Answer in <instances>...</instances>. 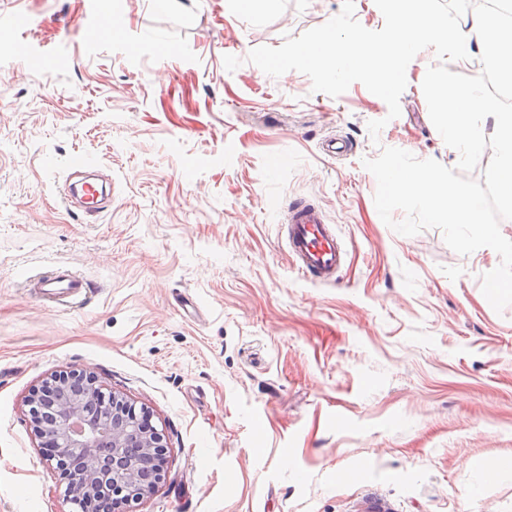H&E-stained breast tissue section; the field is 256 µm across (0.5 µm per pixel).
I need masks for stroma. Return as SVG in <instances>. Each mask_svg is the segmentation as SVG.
<instances>
[{"mask_svg": "<svg viewBox=\"0 0 512 512\" xmlns=\"http://www.w3.org/2000/svg\"><path fill=\"white\" fill-rule=\"evenodd\" d=\"M341 8L0 0V512H71L26 400L73 369L164 437L129 512H512V305L481 288L500 258L394 232L363 165L395 147L457 166L421 88L434 50L392 120L361 83L333 98L247 60ZM331 138L351 151L322 154ZM74 154L112 183L92 218L59 198ZM300 200L346 246L336 282L288 255ZM54 264L90 282L82 302L31 293Z\"/></svg>", "mask_w": 512, "mask_h": 512, "instance_id": "1", "label": "stroma"}]
</instances>
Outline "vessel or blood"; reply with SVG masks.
<instances>
[{
  "mask_svg": "<svg viewBox=\"0 0 512 512\" xmlns=\"http://www.w3.org/2000/svg\"><path fill=\"white\" fill-rule=\"evenodd\" d=\"M288 253L297 269L312 278L330 283L337 279L347 261V252L322 210L306 201L288 209ZM48 301L69 303L86 295L87 283L64 268L45 273L30 283Z\"/></svg>",
  "mask_w": 512,
  "mask_h": 512,
  "instance_id": "1",
  "label": "vessel or blood"
}]
</instances>
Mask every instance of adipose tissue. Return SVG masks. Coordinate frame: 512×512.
Wrapping results in <instances>:
<instances>
[{
	"mask_svg": "<svg viewBox=\"0 0 512 512\" xmlns=\"http://www.w3.org/2000/svg\"><path fill=\"white\" fill-rule=\"evenodd\" d=\"M413 9L410 19L402 28L401 42L418 38L430 41H445L453 44L461 56H469L478 50L492 56L503 72L512 79V27L496 23L488 15H477L467 19L458 28H449L438 23L431 14L428 0H411Z\"/></svg>",
	"mask_w": 512,
	"mask_h": 512,
	"instance_id": "obj_1",
	"label": "adipose tissue"
}]
</instances>
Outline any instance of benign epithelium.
<instances>
[{
    "label": "benign epithelium",
    "mask_w": 512,
    "mask_h": 512,
    "mask_svg": "<svg viewBox=\"0 0 512 512\" xmlns=\"http://www.w3.org/2000/svg\"><path fill=\"white\" fill-rule=\"evenodd\" d=\"M35 434L47 460L65 475L74 512H100L152 494L165 461L163 435L144 408L107 393L95 375L63 371L28 399Z\"/></svg>",
    "instance_id": "benign-epithelium-1"
}]
</instances>
